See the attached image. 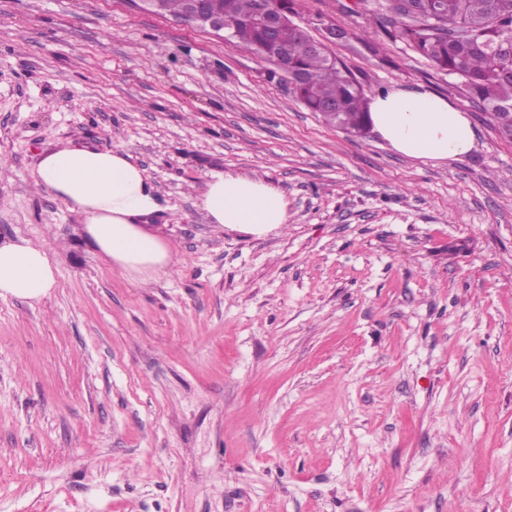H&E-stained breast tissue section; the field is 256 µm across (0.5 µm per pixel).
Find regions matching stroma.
I'll return each mask as SVG.
<instances>
[{
    "label": "stroma",
    "instance_id": "obj_1",
    "mask_svg": "<svg viewBox=\"0 0 512 512\" xmlns=\"http://www.w3.org/2000/svg\"><path fill=\"white\" fill-rule=\"evenodd\" d=\"M373 95L467 112L445 163L326 125L270 65L128 0H0V238L57 285L0 297V512H512V141L387 29L391 0H294ZM70 140L155 185L179 262L111 269L33 181ZM291 220L209 223L207 174ZM201 207L212 224L262 237L288 224V201L271 183L248 175L213 171Z\"/></svg>",
    "mask_w": 512,
    "mask_h": 512
}]
</instances>
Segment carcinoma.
Segmentation results:
<instances>
[{"instance_id":"1","label":"carcinoma","mask_w":512,"mask_h":512,"mask_svg":"<svg viewBox=\"0 0 512 512\" xmlns=\"http://www.w3.org/2000/svg\"><path fill=\"white\" fill-rule=\"evenodd\" d=\"M257 0H209L233 30L231 45L274 65L268 79L285 81L311 111L350 132L367 129L364 89L348 68L325 51L307 50L292 21L276 34L288 47L287 68L274 60L269 33L254 22ZM413 20L387 31L407 41L435 67L460 80L469 99L493 121L512 128V0H395Z\"/></svg>"}]
</instances>
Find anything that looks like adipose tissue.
Segmentation results:
<instances>
[{
    "instance_id": "1",
    "label": "adipose tissue",
    "mask_w": 512,
    "mask_h": 512,
    "mask_svg": "<svg viewBox=\"0 0 512 512\" xmlns=\"http://www.w3.org/2000/svg\"><path fill=\"white\" fill-rule=\"evenodd\" d=\"M369 124L398 154L445 161L470 153L476 131L469 116L444 97L399 85L367 99ZM35 183L79 214L87 236L112 268L146 282L175 261L149 221L160 208L146 170L120 148L59 145L45 151ZM210 223L262 237L287 223L288 202L271 183L211 172L201 197ZM56 286L47 251L25 239L0 240V297L40 301Z\"/></svg>"
}]
</instances>
